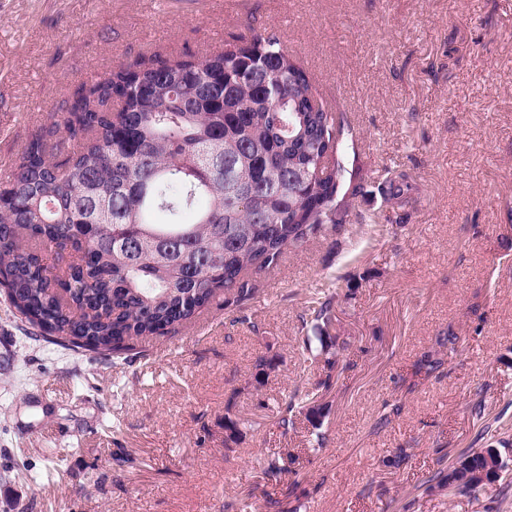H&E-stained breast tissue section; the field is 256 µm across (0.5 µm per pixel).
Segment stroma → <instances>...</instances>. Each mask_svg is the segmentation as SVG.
I'll list each match as a JSON object with an SVG mask.
<instances>
[{
    "label": "stroma",
    "instance_id": "stroma-1",
    "mask_svg": "<svg viewBox=\"0 0 512 512\" xmlns=\"http://www.w3.org/2000/svg\"><path fill=\"white\" fill-rule=\"evenodd\" d=\"M254 28L344 117L363 186L346 223L287 249L255 300H216L206 328L139 342L130 363L26 338L0 293V512H237L273 453L299 458L276 491L293 512H512V0H0V165L114 66L201 57ZM389 166L415 187L396 210ZM332 288L348 345L317 448L305 415L285 434L276 420L325 377L301 339ZM450 331L455 351L418 372ZM229 403L250 427L228 449ZM490 445L508 464L492 487L429 490Z\"/></svg>",
    "mask_w": 512,
    "mask_h": 512
}]
</instances>
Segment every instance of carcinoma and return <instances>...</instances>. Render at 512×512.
<instances>
[{
	"label": "carcinoma",
	"instance_id": "carcinoma-1",
	"mask_svg": "<svg viewBox=\"0 0 512 512\" xmlns=\"http://www.w3.org/2000/svg\"><path fill=\"white\" fill-rule=\"evenodd\" d=\"M313 80L273 31H252L203 59L183 53L117 65L49 115L0 183V285L28 336L112 362L136 342L176 333L221 295L241 305L244 272L344 223V124L315 104ZM385 199L412 200L408 175L385 168ZM310 312L327 375L344 348L332 297ZM419 369L442 366L434 351ZM303 412L320 431L319 394L283 402L282 434ZM244 422L226 407L224 445ZM495 448H470L432 480L454 493L498 481ZM296 456L273 454L258 478L277 488Z\"/></svg>",
	"mask_w": 512,
	"mask_h": 512
}]
</instances>
